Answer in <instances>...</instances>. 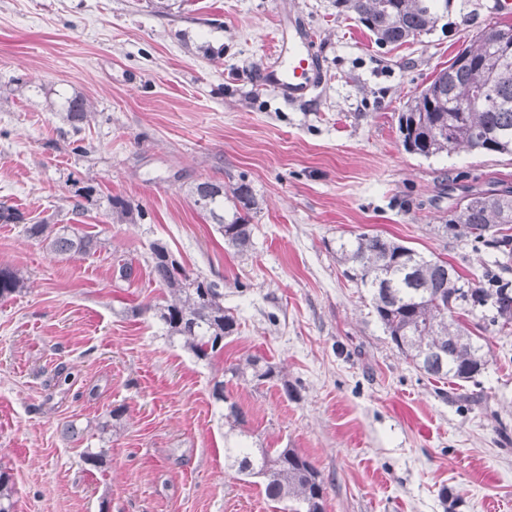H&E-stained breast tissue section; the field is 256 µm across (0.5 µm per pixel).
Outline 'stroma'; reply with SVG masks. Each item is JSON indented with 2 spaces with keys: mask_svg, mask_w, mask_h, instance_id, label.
<instances>
[{
  "mask_svg": "<svg viewBox=\"0 0 512 512\" xmlns=\"http://www.w3.org/2000/svg\"><path fill=\"white\" fill-rule=\"evenodd\" d=\"M465 0L436 29L381 46L332 0H0V470L16 512H283L224 468L215 381L260 354L295 388L225 381L253 447L293 448L325 481V512H512V335L487 336L482 404L402 357L335 249L380 232L457 266L489 260L440 231L468 191L512 186V155L404 150L397 117L483 28L512 23ZM312 33L317 82L300 101L265 82L280 35ZM90 109L80 130L64 97ZM244 181L254 247L224 243L198 183ZM92 187L85 209L76 190ZM136 213L118 220L109 199ZM101 239L54 257L27 237L46 217ZM164 243L217 281L237 335L211 361L170 339L167 294L145 265ZM139 266L115 279L113 259ZM119 420H111L113 410ZM109 422L107 431L99 423ZM81 428L64 436L67 424ZM102 448L92 466L86 449Z\"/></svg>",
  "mask_w": 512,
  "mask_h": 512,
  "instance_id": "obj_1",
  "label": "stroma"
}]
</instances>
